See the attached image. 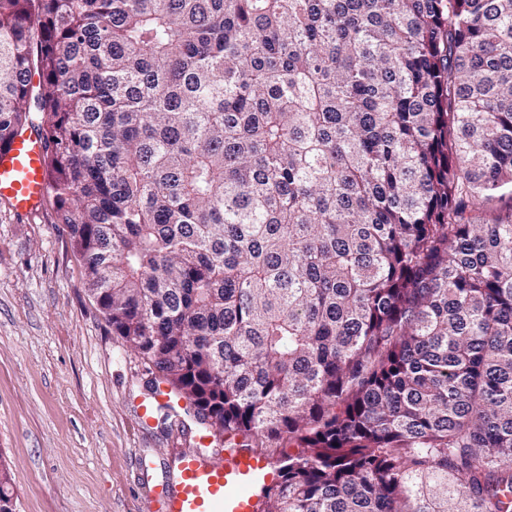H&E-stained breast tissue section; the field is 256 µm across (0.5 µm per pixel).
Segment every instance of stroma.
I'll return each instance as SVG.
<instances>
[{
  "instance_id": "stroma-1",
  "label": "stroma",
  "mask_w": 512,
  "mask_h": 512,
  "mask_svg": "<svg viewBox=\"0 0 512 512\" xmlns=\"http://www.w3.org/2000/svg\"><path fill=\"white\" fill-rule=\"evenodd\" d=\"M149 379L89 296L53 208L0 202V458L16 512H156L148 483L206 430L170 415Z\"/></svg>"
}]
</instances>
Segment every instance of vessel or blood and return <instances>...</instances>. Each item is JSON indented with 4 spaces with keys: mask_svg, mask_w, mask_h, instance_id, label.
I'll use <instances>...</instances> for the list:
<instances>
[{
    "mask_svg": "<svg viewBox=\"0 0 512 512\" xmlns=\"http://www.w3.org/2000/svg\"><path fill=\"white\" fill-rule=\"evenodd\" d=\"M48 176L41 143L24 132L0 148V200L17 212H39ZM264 462L244 449L216 460L194 450L177 460L172 477L150 490L161 512H255L249 488L264 479Z\"/></svg>",
    "mask_w": 512,
    "mask_h": 512,
    "instance_id": "vessel-or-blood-1",
    "label": "vessel or blood"
}]
</instances>
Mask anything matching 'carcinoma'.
Wrapping results in <instances>:
<instances>
[{
	"label": "carcinoma",
	"mask_w": 512,
	"mask_h": 512,
	"mask_svg": "<svg viewBox=\"0 0 512 512\" xmlns=\"http://www.w3.org/2000/svg\"><path fill=\"white\" fill-rule=\"evenodd\" d=\"M27 128L257 512H512V0H0Z\"/></svg>",
	"instance_id": "1"
}]
</instances>
